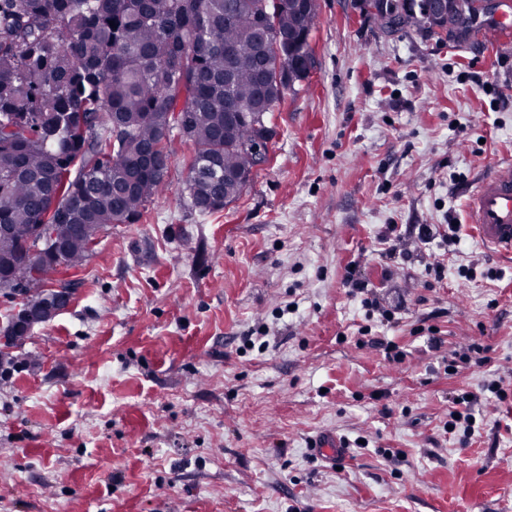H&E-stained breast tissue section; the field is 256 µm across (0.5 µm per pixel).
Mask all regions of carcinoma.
Here are the masks:
<instances>
[{
    "label": "carcinoma",
    "mask_w": 512,
    "mask_h": 512,
    "mask_svg": "<svg viewBox=\"0 0 512 512\" xmlns=\"http://www.w3.org/2000/svg\"><path fill=\"white\" fill-rule=\"evenodd\" d=\"M386 26L425 29L427 0H403L404 17L379 9ZM483 0H453L440 30L458 38L481 29ZM280 39L259 56L257 21ZM316 5L293 0H0V249L11 276L40 287L58 265L33 271L24 246L34 224H131L166 185L175 136L193 152L185 183L192 209L213 212V176L249 171L241 149L271 132L284 100L273 79L304 80ZM241 117L224 120V99ZM125 126L120 140L112 124ZM91 235L69 242L66 268L91 255Z\"/></svg>",
    "instance_id": "carcinoma-1"
}]
</instances>
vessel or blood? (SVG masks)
<instances>
[{
    "instance_id": "1",
    "label": "vessel or blood",
    "mask_w": 512,
    "mask_h": 512,
    "mask_svg": "<svg viewBox=\"0 0 512 512\" xmlns=\"http://www.w3.org/2000/svg\"><path fill=\"white\" fill-rule=\"evenodd\" d=\"M467 222L482 245L512 258V160L493 163L477 179L468 194ZM310 448L332 460L346 453L332 433L319 435Z\"/></svg>"
}]
</instances>
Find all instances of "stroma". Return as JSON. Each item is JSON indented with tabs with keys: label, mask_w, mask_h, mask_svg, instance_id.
I'll return each mask as SVG.
<instances>
[{
	"label": "stroma",
	"mask_w": 512,
	"mask_h": 512,
	"mask_svg": "<svg viewBox=\"0 0 512 512\" xmlns=\"http://www.w3.org/2000/svg\"><path fill=\"white\" fill-rule=\"evenodd\" d=\"M316 10L309 76L240 198L192 210V146L175 139L165 189L99 236L63 276L70 307L10 349L0 512H512V262L465 212L512 159V103L496 101L512 34L392 30L367 0ZM451 219L460 242L430 245L442 280L382 256L389 225ZM350 267L367 295L344 286ZM366 296L395 323L366 319ZM262 324L267 347H244ZM474 339L488 364L460 362ZM492 380L507 397L490 406ZM466 392L464 442L447 421ZM324 431L350 442L340 464L307 451Z\"/></svg>",
	"instance_id": "35a3bbf8"
}]
</instances>
